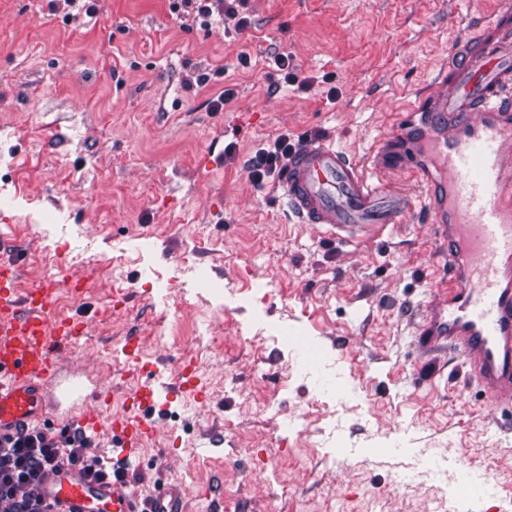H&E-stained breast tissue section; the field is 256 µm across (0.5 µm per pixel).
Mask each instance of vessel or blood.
Returning <instances> with one entry per match:
<instances>
[{
    "instance_id": "vessel-or-blood-1",
    "label": "vessel or blood",
    "mask_w": 512,
    "mask_h": 512,
    "mask_svg": "<svg viewBox=\"0 0 512 512\" xmlns=\"http://www.w3.org/2000/svg\"><path fill=\"white\" fill-rule=\"evenodd\" d=\"M449 80L403 113L374 156L376 179L328 141H307L289 155L281 196L300 223L346 235H376L401 223L409 206L389 181L401 171L393 143L412 138L424 152L409 168L424 184L427 211L448 258V286L425 323L432 343L458 349L490 404L512 406V39L482 40L448 58ZM20 268L0 258V432L31 424L44 409L42 388L57 380L62 356L87 325L54 311L57 285L20 293ZM197 373L178 370L169 393L195 397ZM161 396L153 381L131 395V411L113 417L121 447L137 449L157 430ZM45 494L56 512H138L121 485H89L54 476ZM182 495L163 487L156 512H182Z\"/></svg>"
}]
</instances>
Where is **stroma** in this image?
<instances>
[{
    "label": "stroma",
    "mask_w": 512,
    "mask_h": 512,
    "mask_svg": "<svg viewBox=\"0 0 512 512\" xmlns=\"http://www.w3.org/2000/svg\"><path fill=\"white\" fill-rule=\"evenodd\" d=\"M242 13L243 30L168 0H0V233L20 288L57 280L56 314L90 326L61 360L81 392L45 387L47 423L76 427L90 408L110 422L139 381L185 362L205 400L159 405L129 457L136 497L175 485L186 512H512V407L492 408L461 353L423 332L445 272L424 208L344 240L247 172L285 131L368 164L452 52L512 30V6L246 0ZM279 54L317 84L284 81ZM219 67L223 81L191 84Z\"/></svg>",
    "instance_id": "stroma-1"
}]
</instances>
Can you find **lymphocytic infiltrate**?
Returning a JSON list of instances; mask_svg holds the SVG:
<instances>
[{
    "label": "lymphocytic infiltrate",
    "instance_id": "f902f5d3",
    "mask_svg": "<svg viewBox=\"0 0 512 512\" xmlns=\"http://www.w3.org/2000/svg\"><path fill=\"white\" fill-rule=\"evenodd\" d=\"M173 14H192L201 26L214 17L237 18L239 28L248 20L240 16L237 0H169ZM295 147L288 135L278 136L259 149L247 164L250 178L260 186L276 182L282 164ZM77 471L86 481L100 485L126 483L128 464L108 466L90 436L81 430L22 428L0 435V512H52L41 488L45 479L62 471Z\"/></svg>",
    "mask_w": 512,
    "mask_h": 512
}]
</instances>
